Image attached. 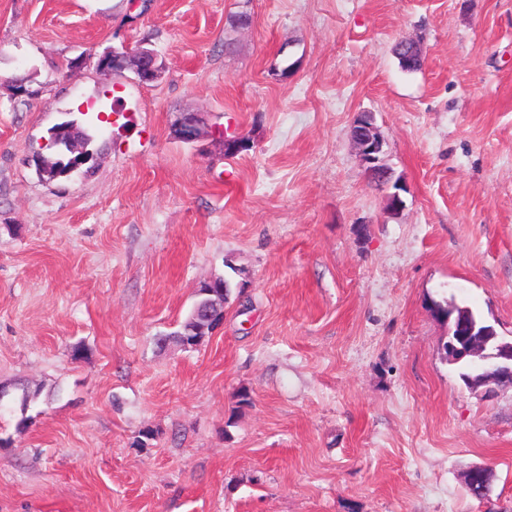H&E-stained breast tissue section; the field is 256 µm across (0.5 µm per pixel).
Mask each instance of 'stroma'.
I'll return each mask as SVG.
<instances>
[{
	"mask_svg": "<svg viewBox=\"0 0 512 512\" xmlns=\"http://www.w3.org/2000/svg\"><path fill=\"white\" fill-rule=\"evenodd\" d=\"M142 43L156 82L98 70ZM105 96L88 170L40 181ZM218 277L223 324L157 346ZM445 301L512 340V0H0V512H512V386L464 384ZM353 127V139L368 178L389 185L391 172L382 160L384 140L378 133L373 114L361 112Z\"/></svg>",
	"mask_w": 512,
	"mask_h": 512,
	"instance_id": "obj_1",
	"label": "stroma"
}]
</instances>
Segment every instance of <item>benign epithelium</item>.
<instances>
[{
	"label": "benign epithelium",
	"mask_w": 512,
	"mask_h": 512,
	"mask_svg": "<svg viewBox=\"0 0 512 512\" xmlns=\"http://www.w3.org/2000/svg\"><path fill=\"white\" fill-rule=\"evenodd\" d=\"M100 70L103 72L132 71L139 83L146 84L157 80L162 73L159 58L152 49L139 47L133 51L126 48H112L101 59ZM200 134L198 120L193 118L180 123L178 137L190 143ZM353 139L361 163L370 179H377L381 184L393 185L396 192L388 195L387 205L396 210L402 205L397 190L399 183L391 182V172L383 163L384 140L379 135L375 118L370 112H362L354 121ZM448 361L456 364L467 358L478 365L476 374L465 377L470 388L512 383V341L499 339L493 326L478 324L472 318L456 314V307H448Z\"/></svg>",
	"instance_id": "obj_1"
}]
</instances>
